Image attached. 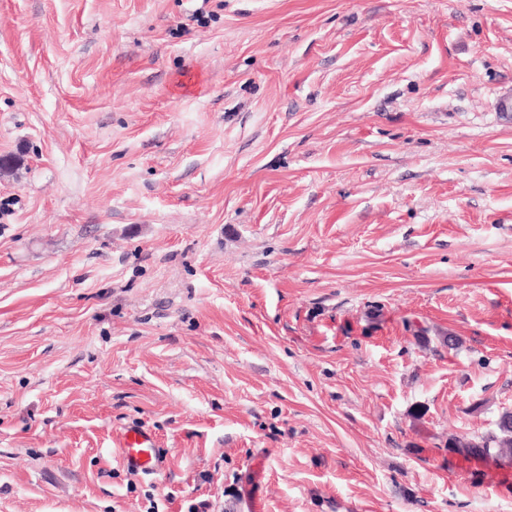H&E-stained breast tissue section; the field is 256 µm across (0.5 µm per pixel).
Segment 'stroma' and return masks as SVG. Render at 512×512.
Segmentation results:
<instances>
[{"instance_id": "obj_1", "label": "stroma", "mask_w": 512, "mask_h": 512, "mask_svg": "<svg viewBox=\"0 0 512 512\" xmlns=\"http://www.w3.org/2000/svg\"><path fill=\"white\" fill-rule=\"evenodd\" d=\"M0 157V512H512V0H0ZM448 451L466 460L497 464L499 454L512 451V411H502L495 428L487 433L448 436ZM116 448L120 449L124 465L136 474L153 476L165 464L157 436L141 425L125 427L117 436Z\"/></svg>"}]
</instances>
